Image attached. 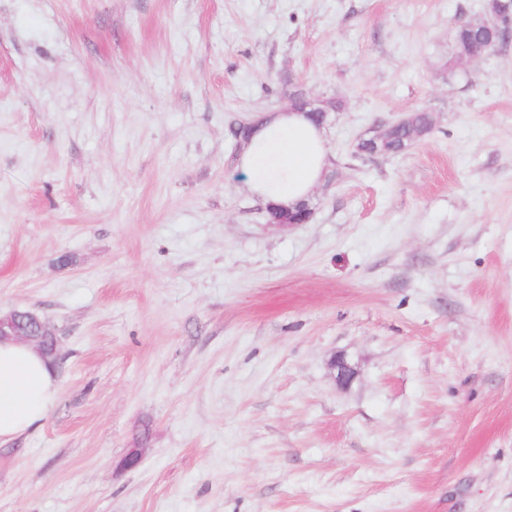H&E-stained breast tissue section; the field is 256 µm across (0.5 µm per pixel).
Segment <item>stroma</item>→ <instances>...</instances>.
<instances>
[{
    "mask_svg": "<svg viewBox=\"0 0 512 512\" xmlns=\"http://www.w3.org/2000/svg\"><path fill=\"white\" fill-rule=\"evenodd\" d=\"M484 3L0 0V311L60 350L0 512H512V42L454 60ZM300 89L342 109L283 226L235 131ZM411 117L412 122L408 127L397 128L385 142L379 143L377 147L363 145L361 148L364 151H359V153L367 157H377L399 155L407 151L410 145L428 134L433 128V118L427 111H413ZM376 149L377 153L374 154Z\"/></svg>",
    "mask_w": 512,
    "mask_h": 512,
    "instance_id": "1",
    "label": "stroma"
}]
</instances>
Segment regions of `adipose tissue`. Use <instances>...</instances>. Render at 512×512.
Returning a JSON list of instances; mask_svg holds the SVG:
<instances>
[{
  "label": "adipose tissue",
  "instance_id": "obj_1",
  "mask_svg": "<svg viewBox=\"0 0 512 512\" xmlns=\"http://www.w3.org/2000/svg\"><path fill=\"white\" fill-rule=\"evenodd\" d=\"M326 166L322 128L293 110L257 120L240 156L250 190L268 205L290 206L307 199ZM56 392L54 371L34 348L0 344V438L40 426Z\"/></svg>",
  "mask_w": 512,
  "mask_h": 512
}]
</instances>
